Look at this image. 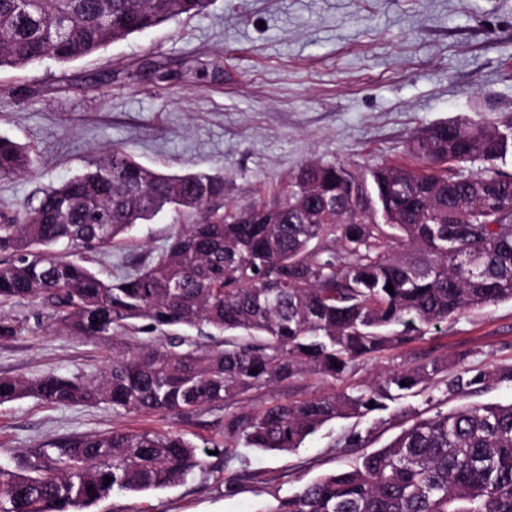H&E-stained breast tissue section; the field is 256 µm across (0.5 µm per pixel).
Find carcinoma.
<instances>
[{
  "label": "carcinoma",
  "instance_id": "1",
  "mask_svg": "<svg viewBox=\"0 0 512 512\" xmlns=\"http://www.w3.org/2000/svg\"><path fill=\"white\" fill-rule=\"evenodd\" d=\"M206 7L0 0V68L67 64ZM408 149L422 166L359 172L312 160L275 198L221 209L210 204L224 200V174H164L110 147L27 207L1 206L0 308L37 302L57 333L110 344L112 359L88 379L0 376V404L33 398L174 415L227 408L303 375L342 379L430 327L512 302V116L434 125ZM475 163L483 168L464 173ZM33 165L28 151L0 138V177ZM165 209L195 222L156 257L100 278L94 255ZM166 327L241 335L222 349L178 334L135 337ZM26 331L0 312V338ZM494 375L512 382V366L450 374L427 360L375 385L230 413L224 431L248 448L292 451L333 420L364 419L429 389L478 392ZM202 465L174 431L73 436L0 467V512H88L115 492L175 486ZM257 512H512V401L417 415L383 447Z\"/></svg>",
  "mask_w": 512,
  "mask_h": 512
}]
</instances>
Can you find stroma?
I'll use <instances>...</instances> for the list:
<instances>
[{
    "label": "stroma",
    "instance_id": "stroma-1",
    "mask_svg": "<svg viewBox=\"0 0 512 512\" xmlns=\"http://www.w3.org/2000/svg\"><path fill=\"white\" fill-rule=\"evenodd\" d=\"M512 115V0H208L184 16L67 65L0 69V136L36 158L28 172L0 178V204L21 206L42 188L81 172L97 151L118 146L162 172L220 170L224 199L270 196L311 159L406 167L413 135L457 117ZM166 212L137 225L93 263L101 278L149 259L185 228ZM10 313L28 330L0 340V375L46 371L93 376L110 347L52 332L43 310ZM425 358L492 371L512 365V302L430 329L360 364L349 376H313L254 392L257 410L374 382ZM512 400V382L490 381L457 398L409 397L382 422L328 424L293 453L237 446L210 452L224 432L213 407L180 416L115 415L102 405L59 407L26 398L0 404V466L73 435L114 428L176 431L208 449L201 469L173 488L115 493L94 512H255L320 474L390 441L414 415L460 403ZM364 435L342 454L336 442Z\"/></svg>",
    "mask_w": 512,
    "mask_h": 512
}]
</instances>
